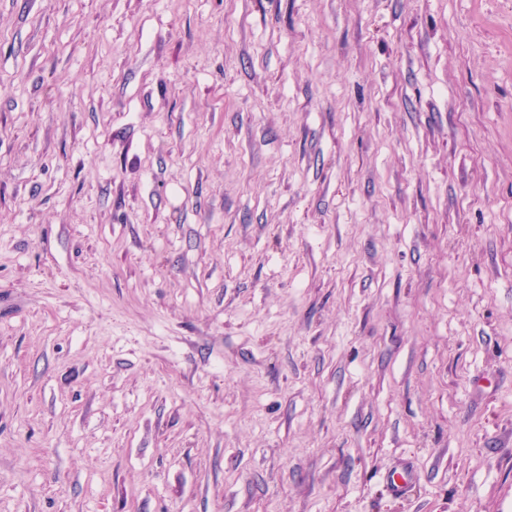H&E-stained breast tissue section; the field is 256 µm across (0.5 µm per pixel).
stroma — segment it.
Returning a JSON list of instances; mask_svg holds the SVG:
<instances>
[{
    "label": "stroma",
    "mask_w": 512,
    "mask_h": 512,
    "mask_svg": "<svg viewBox=\"0 0 512 512\" xmlns=\"http://www.w3.org/2000/svg\"><path fill=\"white\" fill-rule=\"evenodd\" d=\"M0 512H512V0H0ZM414 476L413 469L407 464H405L400 471L386 476L384 484L389 495L395 499L405 498L409 484Z\"/></svg>",
    "instance_id": "1"
}]
</instances>
